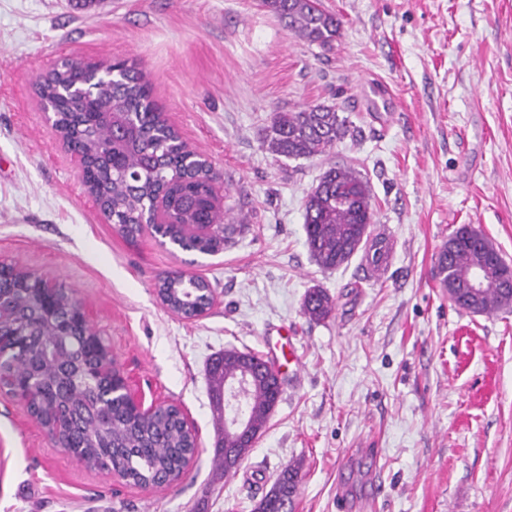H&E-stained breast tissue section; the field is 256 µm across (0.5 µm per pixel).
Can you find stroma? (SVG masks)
Returning a JSON list of instances; mask_svg holds the SVG:
<instances>
[{
    "mask_svg": "<svg viewBox=\"0 0 512 512\" xmlns=\"http://www.w3.org/2000/svg\"><path fill=\"white\" fill-rule=\"evenodd\" d=\"M341 21L308 44L262 0H0V261L50 276L86 306L147 402L195 428L168 488L87 469L0 392V512H255L289 466L292 512H512V311L474 315L440 284L449 234L473 225L512 264V0H320ZM64 57L136 64L170 125L215 173L235 231L223 252L126 238L96 208L42 111L38 78ZM336 106L357 129L333 159L370 184L368 249L312 260L304 198L322 159L270 155L275 113ZM167 271L210 282L202 318L168 310ZM325 289L331 317L309 320ZM287 329L300 375L237 470L213 462L207 364L262 352ZM334 308L333 299L320 289L310 291L304 302V314L310 320H324L332 314Z\"/></svg>",
    "mask_w": 512,
    "mask_h": 512,
    "instance_id": "obj_1",
    "label": "stroma"
}]
</instances>
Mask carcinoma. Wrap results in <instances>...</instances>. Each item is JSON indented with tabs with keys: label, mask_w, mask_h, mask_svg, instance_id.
Instances as JSON below:
<instances>
[{
	"label": "carcinoma",
	"mask_w": 512,
	"mask_h": 512,
	"mask_svg": "<svg viewBox=\"0 0 512 512\" xmlns=\"http://www.w3.org/2000/svg\"><path fill=\"white\" fill-rule=\"evenodd\" d=\"M300 39L322 48L332 45L340 32L336 15L322 9L318 0H263ZM92 61L75 58L49 70L36 85L40 100L53 104L57 113L58 134L71 133L77 121L72 103L64 95L74 72L89 67ZM126 79L103 85L96 92L93 111L110 112L112 128L85 122L79 131L81 141L94 166L92 189L107 198L109 217L124 234L147 229L185 252L212 255L224 249V225L228 212L209 206L204 214L195 204L209 197L214 178L203 161L189 168L184 161L194 155L174 129L154 107L150 91L138 70L125 61ZM348 133L347 118L334 106L304 107L298 111L276 113L266 149L276 157L327 158L336 143ZM157 212L156 224H139L144 206ZM306 244L315 263L324 271L349 263L354 244L370 238L375 212L368 182L351 167L328 162L318 183L304 200ZM488 265L486 254L477 244L465 240L457 229L445 243L438 259L442 287L448 301L472 314L512 310V291L502 289L495 268H489L487 287L469 296L466 282L470 272ZM162 304L173 313L185 316L189 296L201 287L194 277L180 272L159 277ZM12 297L22 305L34 307L41 294L22 279L11 280ZM335 308L333 299L320 289L310 291L304 314L311 320L328 318ZM32 324L19 323L14 334L32 344L27 354L41 360L35 388L41 391L40 415L44 427L52 429L67 419L61 436L64 451L99 471H113L122 479L142 487H157L181 475L187 454L193 451L194 437L184 427L180 409L168 405L151 415L132 416L112 399L109 423L97 425L87 412L90 404L104 401L105 378L86 380L83 373L69 375L59 364L65 349L84 342L83 336H55L47 330L31 335ZM257 354L235 348L224 351V378H233L258 366ZM12 385L23 387L30 378L26 354L17 355L6 366ZM247 411L251 439L267 428L282 394L274 374L268 371L240 390ZM299 485L298 470L288 467L275 486L259 501L255 512H282Z\"/></svg>",
	"instance_id": "cac0c4a2"
}]
</instances>
